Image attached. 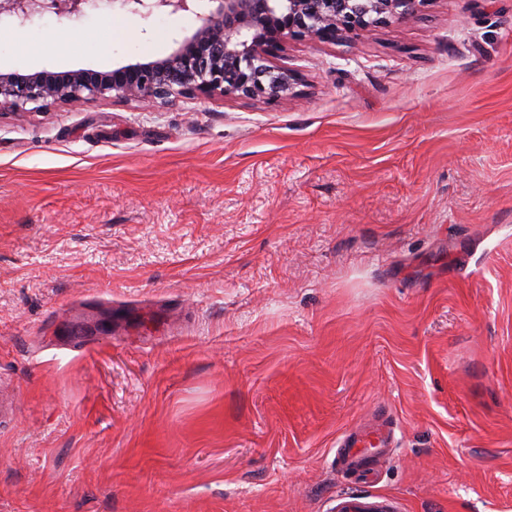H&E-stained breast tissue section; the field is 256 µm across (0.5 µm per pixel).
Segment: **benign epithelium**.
<instances>
[{"instance_id": "7a95c632", "label": "benign epithelium", "mask_w": 512, "mask_h": 512, "mask_svg": "<svg viewBox=\"0 0 512 512\" xmlns=\"http://www.w3.org/2000/svg\"><path fill=\"white\" fill-rule=\"evenodd\" d=\"M428 0H0V17L23 26L46 11L76 20L107 6L147 20L190 12L196 30L160 58L112 70L0 72V109L28 103L81 107L111 96L153 104L175 92L286 101L298 75L271 59L288 41L334 42L415 16Z\"/></svg>"}]
</instances>
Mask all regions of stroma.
I'll return each instance as SVG.
<instances>
[{
	"mask_svg": "<svg viewBox=\"0 0 512 512\" xmlns=\"http://www.w3.org/2000/svg\"><path fill=\"white\" fill-rule=\"evenodd\" d=\"M46 13L0 70L196 28ZM281 103L0 115V512H512V0L289 41ZM395 448L343 475L376 416ZM394 430L392 422L378 418L346 434L336 449L339 469L355 477L375 470L376 462L392 446ZM396 501L382 495L343 496L337 499L336 512H397Z\"/></svg>",
	"mask_w": 512,
	"mask_h": 512,
	"instance_id": "35a3bbf8",
	"label": "stroma"
}]
</instances>
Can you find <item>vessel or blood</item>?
<instances>
[{"mask_svg":"<svg viewBox=\"0 0 512 512\" xmlns=\"http://www.w3.org/2000/svg\"><path fill=\"white\" fill-rule=\"evenodd\" d=\"M394 441L392 422L378 418L349 432L338 442L336 462L341 471L360 476L373 470ZM336 512H398L395 500L382 495L344 496Z\"/></svg>","mask_w":512,"mask_h":512,"instance_id":"obj_1","label":"vessel or blood"}]
</instances>
